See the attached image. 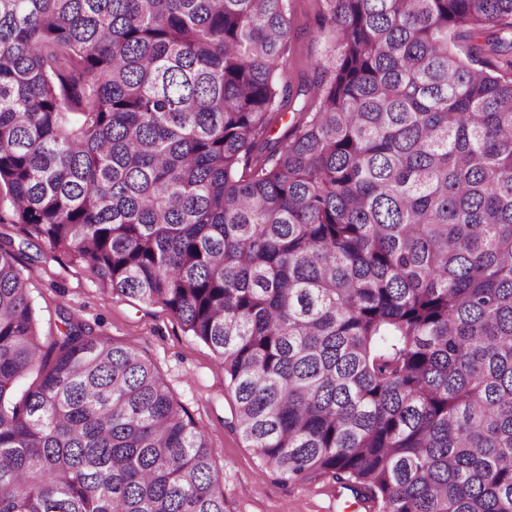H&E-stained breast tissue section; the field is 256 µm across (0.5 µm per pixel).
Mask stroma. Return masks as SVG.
I'll return each instance as SVG.
<instances>
[{"label":"stroma","mask_w":512,"mask_h":512,"mask_svg":"<svg viewBox=\"0 0 512 512\" xmlns=\"http://www.w3.org/2000/svg\"><path fill=\"white\" fill-rule=\"evenodd\" d=\"M320 7L319 0H295L290 54L277 73L280 84L295 89L312 79L310 63L324 54L315 26ZM18 261L42 334L55 330L64 312L111 341L136 348L154 363L174 398L216 450L214 464L226 512H375L328 476L285 483L261 475L252 448L224 425L232 400L224 386L223 368L212 350L186 332L168 309L113 295L66 254L37 240L21 248Z\"/></svg>","instance_id":"obj_1"}]
</instances>
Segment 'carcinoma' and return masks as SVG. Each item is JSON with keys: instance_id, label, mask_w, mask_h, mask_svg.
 Here are the masks:
<instances>
[{"instance_id": "cac0c4a2", "label": "carcinoma", "mask_w": 512, "mask_h": 512, "mask_svg": "<svg viewBox=\"0 0 512 512\" xmlns=\"http://www.w3.org/2000/svg\"><path fill=\"white\" fill-rule=\"evenodd\" d=\"M291 14L0 0L13 223L213 351L261 474L512 512V0H323L295 93ZM61 322L4 242L0 512H225L155 365Z\"/></svg>"}]
</instances>
